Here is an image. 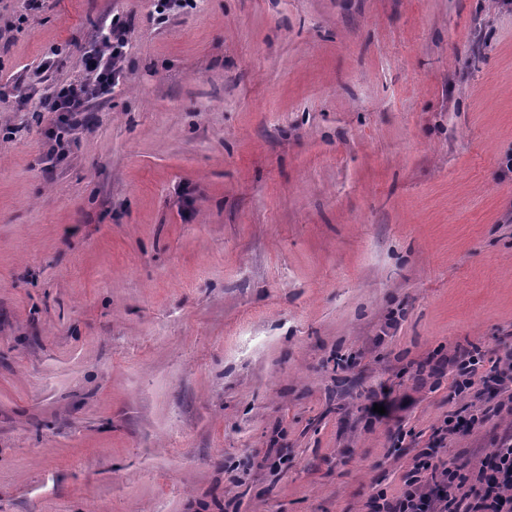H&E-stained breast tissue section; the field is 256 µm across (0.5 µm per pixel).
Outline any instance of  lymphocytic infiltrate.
Here are the masks:
<instances>
[{"mask_svg": "<svg viewBox=\"0 0 512 512\" xmlns=\"http://www.w3.org/2000/svg\"><path fill=\"white\" fill-rule=\"evenodd\" d=\"M125 45V25L112 24L101 47L82 54L83 80L54 88L45 98L46 110L57 115L47 132L49 138L60 143L65 134L87 126V104L110 93ZM481 358L478 346L457 348L455 394L471 390L479 399L489 391L512 396V350L485 370L480 367ZM495 414L492 408L449 414L433 439L414 455L404 475L402 494L391 500L372 499L369 512H512V434L496 438L492 451L474 467L451 464L440 456L450 439L472 432Z\"/></svg>", "mask_w": 512, "mask_h": 512, "instance_id": "obj_1", "label": "lymphocytic infiltrate"}]
</instances>
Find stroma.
Masks as SVG:
<instances>
[{
	"instance_id": "35a3bbf8",
	"label": "stroma",
	"mask_w": 512,
	"mask_h": 512,
	"mask_svg": "<svg viewBox=\"0 0 512 512\" xmlns=\"http://www.w3.org/2000/svg\"><path fill=\"white\" fill-rule=\"evenodd\" d=\"M28 4L0 0V512L399 496L470 402L457 348H512V6ZM115 18L119 81L54 159L41 102Z\"/></svg>"
}]
</instances>
